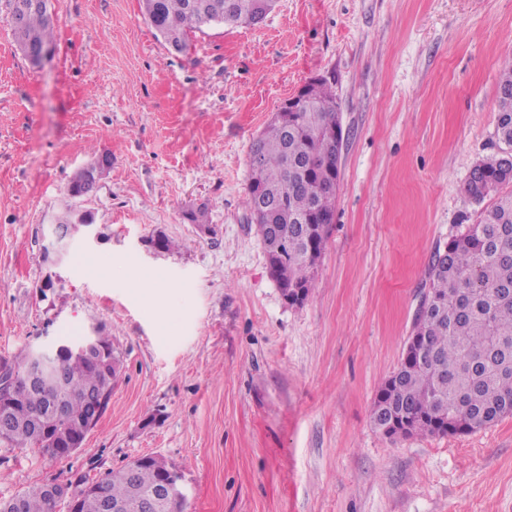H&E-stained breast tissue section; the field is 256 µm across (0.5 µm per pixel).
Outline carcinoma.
<instances>
[{"label":"carcinoma","mask_w":512,"mask_h":512,"mask_svg":"<svg viewBox=\"0 0 512 512\" xmlns=\"http://www.w3.org/2000/svg\"><path fill=\"white\" fill-rule=\"evenodd\" d=\"M27 0H8L13 36L29 59L31 52L54 44L49 9H23ZM274 8L271 0H142L144 17L167 45L182 49L190 31L212 22L225 25L255 24ZM288 123L272 120L252 142L251 175L244 205L254 214L266 202L257 228L271 277L278 287L299 289L303 297L314 288L315 272L325 250L336 211L340 180L336 138L341 126L332 85L324 79L307 82L306 94L287 112ZM497 153L476 163L466 193L480 203L492 202L476 224H469L442 250L434 253L429 270L428 299L420 304L412 333L427 339L422 363L403 352L391 386H382L371 407V422L380 428L394 419L391 437L416 433L445 436L470 433L512 416V58L501 71L497 86ZM90 172L77 170L68 186L75 198L85 191ZM307 219L301 224L297 218ZM110 339L98 338L91 356L65 352L59 364L66 377L60 390L66 399V415L48 419L44 409L55 391L27 385L29 356L0 364L19 379L11 398L13 425L0 423V443L10 448H36L55 454L58 442L81 443L100 407L94 392L106 384L99 363H112ZM448 411V420L438 414ZM176 487L164 490L157 512H178L183 494L180 475L164 460L141 456L108 478L78 481L73 494L81 497V512H112L103 503L119 506V512H139L142 496L161 489V482ZM21 501L22 512H53L58 495L44 483L28 491L0 499V512H13Z\"/></svg>","instance_id":"cac0c4a2"}]
</instances>
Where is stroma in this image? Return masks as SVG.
<instances>
[{"mask_svg": "<svg viewBox=\"0 0 512 512\" xmlns=\"http://www.w3.org/2000/svg\"><path fill=\"white\" fill-rule=\"evenodd\" d=\"M141 4L50 0L35 67L0 0V363L92 329L122 360L73 454L0 446V498L154 455L182 512H512V417L395 439L370 419L434 251L480 218L465 184L496 151L512 0H277L179 52ZM315 76L335 83L341 177L316 286L291 306L243 200L254 138ZM103 153L96 191L71 198ZM69 208L92 233L56 263L43 246Z\"/></svg>", "mask_w": 512, "mask_h": 512, "instance_id": "35a3bbf8", "label": "stroma"}]
</instances>
